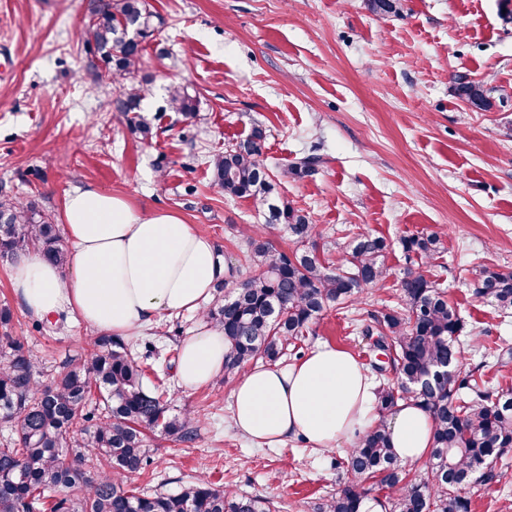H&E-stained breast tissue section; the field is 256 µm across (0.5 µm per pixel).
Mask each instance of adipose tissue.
Masks as SVG:
<instances>
[{
    "mask_svg": "<svg viewBox=\"0 0 512 512\" xmlns=\"http://www.w3.org/2000/svg\"><path fill=\"white\" fill-rule=\"evenodd\" d=\"M66 267L40 254L18 257L11 285L28 313L66 308L96 331L133 336L161 315L201 311L220 271L216 247L173 211L142 213L124 196L79 189L64 203ZM224 368L221 328H198L180 346L176 374L192 389ZM375 386L348 352L323 345L285 367L259 365L239 378L231 405L235 429L275 445L301 438L315 448H341L371 428ZM403 463L425 460L434 422L419 402H400L387 421Z\"/></svg>",
    "mask_w": 512,
    "mask_h": 512,
    "instance_id": "1",
    "label": "adipose tissue"
}]
</instances>
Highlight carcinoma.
Returning <instances> with one entry per match:
<instances>
[{
  "label": "carcinoma",
  "mask_w": 512,
  "mask_h": 512,
  "mask_svg": "<svg viewBox=\"0 0 512 512\" xmlns=\"http://www.w3.org/2000/svg\"><path fill=\"white\" fill-rule=\"evenodd\" d=\"M153 13L146 0H99L83 31L89 51L107 67L103 79L121 86L119 112H138L147 82L135 81L141 64V39L154 34ZM459 97L489 111L493 102L479 83L460 82ZM169 111L196 117L198 100L174 85ZM264 132L256 127L211 160L215 185L224 194L253 197L267 205L269 224H280L294 245L276 248L258 233L246 236L254 273L237 279L231 271L224 286L232 291L205 312L224 330V379L259 359L276 362L285 346L302 342L311 324L327 307L345 309L361 293L379 286L388 275L386 242L368 232L352 237L340 263L319 255L320 233L312 219L288 205L271 202L275 184L263 159ZM320 158H298L283 174L310 176ZM437 233L412 234L402 240L409 266L401 278V306L370 313L362 334L389 356V367L375 360L378 378V423L357 436L347 455L335 462L349 479L322 500L316 512H360L372 488L388 490L389 512H470L462 489L480 466L479 479L496 480L492 462L512 448V392L492 390L470 371L443 367L461 358L463 322L445 292L422 266L440 253ZM34 249L63 265L57 225L33 203L0 198V255L15 259ZM474 293L500 311L512 310V270L480 267L473 272ZM9 307L0 309V420L11 423L17 448H0V512H271L259 495L239 494L199 479L178 491L144 495L128 487L127 477L144 472L153 460L145 448V430L162 429L181 440L192 438L189 421L170 413L168 389L159 377L132 356L119 336L99 335L85 352L67 359L48 385L40 383L37 356L11 336ZM107 415L95 416L92 398ZM415 399L434 422L432 448L422 464L424 476L402 477L390 448L386 417L402 400ZM90 488L83 497L65 490Z\"/></svg>",
  "instance_id": "carcinoma-1"
}]
</instances>
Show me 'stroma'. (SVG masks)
Instances as JSON below:
<instances>
[{
    "instance_id": "1",
    "label": "stroma",
    "mask_w": 512,
    "mask_h": 512,
    "mask_svg": "<svg viewBox=\"0 0 512 512\" xmlns=\"http://www.w3.org/2000/svg\"><path fill=\"white\" fill-rule=\"evenodd\" d=\"M148 3L157 29L141 43L144 135L116 111L118 89L95 84L89 70L81 33L93 0H0V198L35 202L57 224L77 188L125 196L141 211L171 209L245 274L246 228L281 250L293 244L266 224L258 201L218 193L208 160L262 127L281 201L309 213L332 260L360 231L387 243L383 285L350 308H328L304 351L330 345L368 366L374 353L361 329L370 311L400 301L403 238L436 231L443 248L430 270L463 320L460 368L512 389V311L476 298L470 274L478 265L512 270V0H401L387 15L370 0ZM460 80L483 84L493 109L473 110L455 91ZM173 85L196 93L195 118L167 111ZM309 154L322 159L315 174L283 175ZM11 267L0 258V307H10L11 334L40 357L47 382L94 331L67 311L37 329ZM199 320L163 315L128 339L166 383L172 414L188 415L198 433L192 443L148 433L153 464L129 487L175 492L202 476L264 496L277 512H314L347 479L334 466L342 450L300 439L256 446L231 424L234 381L180 387L178 348ZM484 345L494 355L483 356ZM493 465L496 482L465 489L471 512L512 504V451Z\"/></svg>"
}]
</instances>
